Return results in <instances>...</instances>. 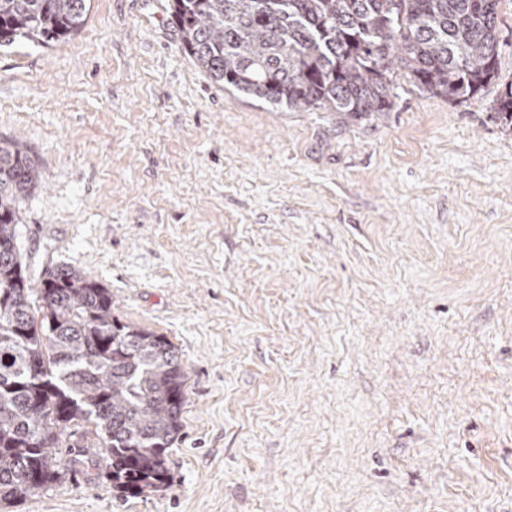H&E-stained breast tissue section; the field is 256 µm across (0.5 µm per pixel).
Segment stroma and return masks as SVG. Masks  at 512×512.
<instances>
[{
    "label": "stroma",
    "instance_id": "35a3bbf8",
    "mask_svg": "<svg viewBox=\"0 0 512 512\" xmlns=\"http://www.w3.org/2000/svg\"><path fill=\"white\" fill-rule=\"evenodd\" d=\"M168 0H90L0 47L33 281L58 264L187 374L170 485L77 471L0 512H512V0L499 78L455 104L283 111L212 82Z\"/></svg>",
    "mask_w": 512,
    "mask_h": 512
}]
</instances>
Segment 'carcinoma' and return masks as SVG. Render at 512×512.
<instances>
[{
    "label": "carcinoma",
    "instance_id": "1",
    "mask_svg": "<svg viewBox=\"0 0 512 512\" xmlns=\"http://www.w3.org/2000/svg\"><path fill=\"white\" fill-rule=\"evenodd\" d=\"M89 0H0V46L50 47L84 24ZM502 0H171L182 48L212 81L287 110L388 112L398 76L466 102L498 77ZM512 130V85L497 99ZM38 183L0 141V502L105 465L136 497L169 485L187 375L163 335L112 316V292L58 266L34 283L18 206Z\"/></svg>",
    "mask_w": 512,
    "mask_h": 512
}]
</instances>
